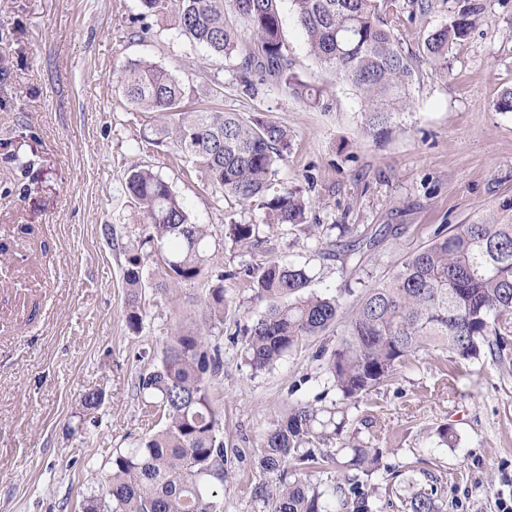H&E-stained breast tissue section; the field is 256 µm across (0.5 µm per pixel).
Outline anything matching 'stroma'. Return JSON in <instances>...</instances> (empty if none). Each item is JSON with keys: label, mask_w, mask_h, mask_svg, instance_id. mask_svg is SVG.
Listing matches in <instances>:
<instances>
[{"label": "stroma", "mask_w": 512, "mask_h": 512, "mask_svg": "<svg viewBox=\"0 0 512 512\" xmlns=\"http://www.w3.org/2000/svg\"><path fill=\"white\" fill-rule=\"evenodd\" d=\"M468 38L448 53V73L419 62L411 104L381 138L365 130L353 88L310 54L291 0L281 2L284 38L302 81L323 97L308 107L266 83L246 89L232 60L190 42L139 0H0V512H81L83 498L112 468L116 452L146 431L135 384L158 366L164 341L202 321L203 299L223 280L224 370L210 386L224 425L231 477L223 512H260L254 498L273 475L255 465L276 411L324 389L314 347L255 371L241 354V330L262 313L250 301L253 270L267 260L305 267L310 289L336 294L342 249L299 229L262 226L263 212L209 186L151 145L147 113L113 78L146 61L192 86L199 99L221 94L223 108L288 127L291 148L277 182L309 186L321 224H359L382 234L364 264L388 261L427 241V228L464 224L512 198V112L495 102L512 87V0H482ZM32 159L21 172L18 159ZM145 167L166 179L194 222L210 233L205 274L170 295L145 271L147 317L125 325L123 271L145 219L131 205L127 172ZM260 225L261 246L224 236L229 221ZM32 227L21 236L19 225ZM442 351L416 357L385 388L372 427L388 468L381 512L429 485L445 512H512V363H460L446 391L432 385ZM102 391L99 411L81 399ZM455 433L451 445L435 429Z\"/></svg>", "instance_id": "1"}]
</instances>
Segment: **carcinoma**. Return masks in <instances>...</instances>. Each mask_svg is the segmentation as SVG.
Masks as SVG:
<instances>
[{
    "label": "carcinoma",
    "mask_w": 512,
    "mask_h": 512,
    "mask_svg": "<svg viewBox=\"0 0 512 512\" xmlns=\"http://www.w3.org/2000/svg\"><path fill=\"white\" fill-rule=\"evenodd\" d=\"M280 2L140 0L149 12L173 13L192 42L238 61L246 85L256 77L317 106L321 88L292 73ZM396 2L292 0L310 52L368 103L366 131L375 137L385 135L391 115L410 103L414 54L396 35L401 16L425 17L433 8L432 0ZM481 10L477 0H465L447 22L428 31L421 49L435 71L448 74L449 49L467 39ZM116 83L132 105L151 115L148 142L169 143L225 196L258 203L264 224L312 227V201L297 187L274 183L291 146L286 126L221 108L188 109L192 88L151 63L122 68ZM126 190L146 220L123 277L126 325L138 332L146 314L145 263L162 267L159 292L194 281L205 272L208 234L192 221L169 182L152 170L132 168ZM335 231L351 239L343 251L341 294L306 293L310 276L304 267L268 261L253 273L252 299L264 304V312L244 325L241 343L253 370H267L336 333V343L314 355L334 399L318 406L288 403L261 436L257 467L275 476L273 489L255 491L263 512H373L360 475L389 467L373 439L364 441L361 434L373 426L378 396L400 368L436 350L447 353L452 364L487 356L501 362L506 355L512 331V199L467 224L440 225L426 245L389 264L381 276L365 269L362 260L378 243L375 237L357 225H320L330 246ZM226 234L245 248L261 243L257 224L231 223ZM223 282L219 277L204 301L207 329L178 330L166 340L160 365L139 378L144 414L162 427L112 457V473L83 499L82 512H223L220 491L228 458L210 393L223 370L213 323L224 312ZM344 294L353 301L343 318ZM333 439L335 452H314ZM340 454L347 458L343 467L355 471L342 479L333 471ZM309 471L326 479L312 484L303 479ZM407 506L409 512H442L438 488L413 494Z\"/></svg>",
    "instance_id": "1"
}]
</instances>
